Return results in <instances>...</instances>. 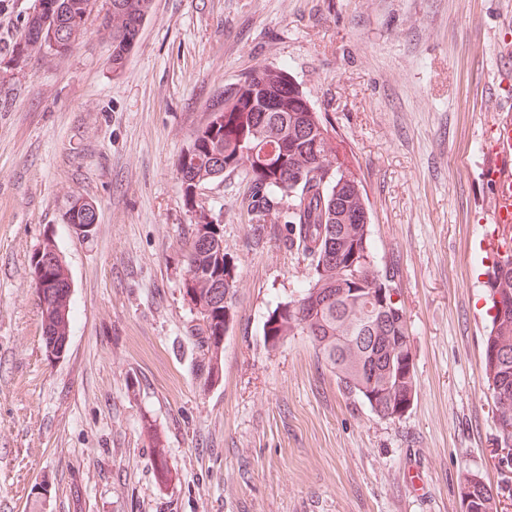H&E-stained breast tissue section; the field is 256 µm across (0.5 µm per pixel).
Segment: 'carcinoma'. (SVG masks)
Wrapping results in <instances>:
<instances>
[{"instance_id":"carcinoma-1","label":"carcinoma","mask_w":512,"mask_h":512,"mask_svg":"<svg viewBox=\"0 0 512 512\" xmlns=\"http://www.w3.org/2000/svg\"><path fill=\"white\" fill-rule=\"evenodd\" d=\"M152 0H39L20 34L18 53L47 50L65 55L78 44L85 24L98 11L99 30L112 43V71L124 68ZM188 162L178 166L185 205L190 190L211 180L216 166L241 173L252 183L250 221L257 239L275 238L272 224L286 225L284 243L310 270L303 292L278 305L266 319L263 336H305L339 386L373 406L380 395L387 406L392 392L417 389V380L399 378L400 360L410 348L393 340L410 335L408 319L399 320L368 307L366 289L382 282L397 289L394 268L379 267L371 247L368 200L361 179L308 94L282 68L261 66L222 87L201 125L190 134ZM211 225L207 211L193 210L185 258L193 276L192 309L207 374L221 370L226 313L236 299V277L227 270L224 239L197 248L198 226ZM484 282L491 325L483 343L495 345L503 359L496 369L483 365L497 417L512 419V310H496L495 296L512 295V259L497 257ZM224 281V289L216 288ZM358 288L360 292L352 293ZM346 294L340 296V290ZM459 496L471 497L476 512H498L497 504L458 481Z\"/></svg>"}]
</instances>
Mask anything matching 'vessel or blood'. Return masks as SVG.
I'll return each mask as SVG.
<instances>
[{
    "label": "vessel or blood",
    "mask_w": 512,
    "mask_h": 512,
    "mask_svg": "<svg viewBox=\"0 0 512 512\" xmlns=\"http://www.w3.org/2000/svg\"><path fill=\"white\" fill-rule=\"evenodd\" d=\"M492 160L485 164L483 177L494 193L489 207L491 223L512 225V114L500 116L486 134Z\"/></svg>",
    "instance_id": "b4317fda"
}]
</instances>
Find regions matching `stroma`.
Listing matches in <instances>:
<instances>
[{
    "label": "stroma",
    "mask_w": 512,
    "mask_h": 512,
    "mask_svg": "<svg viewBox=\"0 0 512 512\" xmlns=\"http://www.w3.org/2000/svg\"><path fill=\"white\" fill-rule=\"evenodd\" d=\"M35 6L0 0V512H462L467 471L512 512L483 372L500 232L481 175V135L512 109L495 79L512 0H152L117 74L93 20L68 55L18 58ZM261 65L308 94L366 190L411 327L401 419L343 392L306 337L267 348L268 314L309 269L255 243L239 173L197 196L238 275L207 376L177 165L218 89ZM75 199L98 210L89 233L67 221ZM48 236L73 283L56 359L30 266Z\"/></svg>",
    "instance_id": "stroma-1"
}]
</instances>
